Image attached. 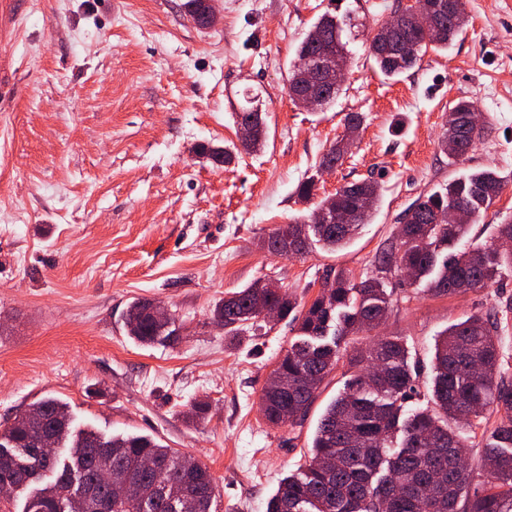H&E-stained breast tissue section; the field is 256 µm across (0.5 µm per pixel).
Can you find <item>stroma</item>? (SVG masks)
<instances>
[{"instance_id":"stroma-1","label":"stroma","mask_w":512,"mask_h":512,"mask_svg":"<svg viewBox=\"0 0 512 512\" xmlns=\"http://www.w3.org/2000/svg\"><path fill=\"white\" fill-rule=\"evenodd\" d=\"M183 0H0V425L45 396L75 422L106 434L154 438L212 475L216 512H266L279 482L306 460L327 403L354 370L355 342L302 423L270 426L261 391L295 339L285 318L226 335L215 305L253 282L309 303L330 272L353 281L399 243L407 211L449 179L492 167L507 180L471 225V247L494 244L512 221V0H464L468 23L447 50L387 79L368 54L398 0H219L221 21L195 26ZM359 16L344 90L320 112L288 96V68L322 14ZM257 94L268 141L217 168L197 144L237 145L235 110ZM474 101L484 130L466 160L437 142L448 104ZM362 123L325 176L321 156ZM318 176L316 196L372 179L378 209L346 248L301 256L259 246L312 203L295 189ZM381 336L406 341L415 384L429 394L437 336L497 310L501 372L512 380V272L489 287L437 296L389 273ZM165 304L177 331L144 347L127 334L126 308ZM208 403L203 419L194 402Z\"/></svg>"}]
</instances>
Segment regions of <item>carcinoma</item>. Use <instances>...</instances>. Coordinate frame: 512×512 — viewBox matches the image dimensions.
Wrapping results in <instances>:
<instances>
[{"label":"carcinoma","mask_w":512,"mask_h":512,"mask_svg":"<svg viewBox=\"0 0 512 512\" xmlns=\"http://www.w3.org/2000/svg\"><path fill=\"white\" fill-rule=\"evenodd\" d=\"M437 17V29L426 31L413 17L383 38L374 34L370 56L381 73L393 78L412 69L427 48H448L468 19L463 0ZM352 18L322 15L304 34L296 57L319 55L327 47L342 55L348 42L343 32L354 28ZM476 105L460 99L440 140V151L461 159L472 149L480 131L470 125ZM345 138L334 142L320 166H335L348 152ZM205 156L216 166L232 161L233 152L209 146ZM504 180L496 171L481 169L448 181L444 190L419 198L411 220L403 225L398 247L378 260L377 274L355 283L349 274L327 275L324 289L302 309L291 299L254 282L224 299L214 318L232 336L257 325L266 305L281 317L293 315L297 339L289 345L262 389L265 420L273 427L287 416L299 421L320 393L324 379L336 369L339 342L377 329L388 310L389 279L396 267L428 279L429 291L455 295L485 288L512 271V246L472 249L465 239L470 224H448L442 216L461 205L480 217L499 197ZM341 210L339 222L312 224L295 217L288 228L303 233L296 254L310 241L334 252L344 248L377 210V182L350 183L332 195ZM147 303L131 302L126 310L127 333L135 342L152 346L176 333L175 317L154 322L144 314ZM497 313L473 314L448 327L435 341L432 387L426 406L412 412L406 402L415 393L409 351L397 336L354 350L350 366L356 373L327 405L312 441L310 458L280 482L267 503V512H512V383L501 376V356L494 337ZM378 361L385 382H372L371 365ZM500 414L492 432L494 443L481 456L478 471L460 463L473 429L488 411ZM465 423L450 427L448 421ZM54 433L57 447L68 449L41 457L39 441ZM153 468L140 471L138 461ZM126 469L136 476L121 498H111L99 483L102 469ZM51 481H45V477ZM16 493H28L23 512H61L70 498L85 497V512H212L216 487L206 467L195 459L148 436L116 434L106 437L73 425L68 405L43 397L28 413L0 429V482Z\"/></svg>","instance_id":"obj_1"}]
</instances>
